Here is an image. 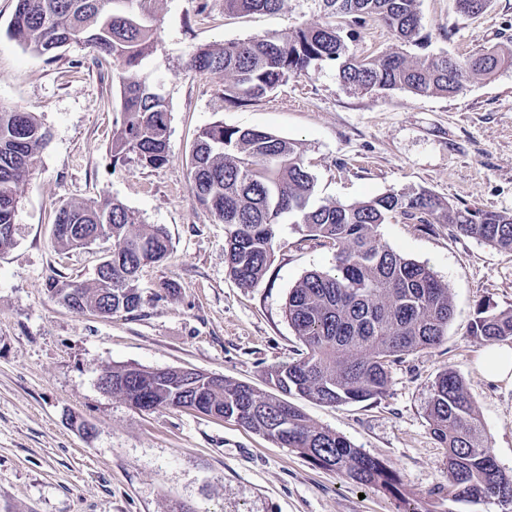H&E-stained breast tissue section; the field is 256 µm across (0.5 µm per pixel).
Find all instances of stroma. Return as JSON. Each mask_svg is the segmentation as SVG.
Masks as SVG:
<instances>
[{
	"label": "stroma",
	"instance_id": "obj_1",
	"mask_svg": "<svg viewBox=\"0 0 512 512\" xmlns=\"http://www.w3.org/2000/svg\"><path fill=\"white\" fill-rule=\"evenodd\" d=\"M15 0H0V105L32 112L51 139L21 188L15 244L0 253V512H502L495 502L451 500L445 448L426 415L445 368L464 380L499 467L512 473V384L478 367L485 341L471 336L475 307L512 308V252L447 228L394 216L383 243L427 264L452 292L442 342L391 368L386 395L332 407L289 395L319 426L345 436L395 470L400 497L362 492L336 473L246 430L185 409L144 411L103 391L112 367L191 368L269 391V372L303 345L286 316L290 289L308 271L331 270L335 250L283 220L262 282L239 288L227 271L224 226L196 202L188 158L201 127L223 121L301 143L319 204L351 203L405 188L455 204L512 213V66L468 81L455 96L406 90L361 93L334 65L290 78L242 106L224 100V76L186 70V53L256 35L280 37L326 21L323 0H283L278 11L207 13L197 0H147L171 120L168 161L113 165L111 59L80 45L48 61L8 34ZM422 27L398 44L380 21L348 39L350 53L402 49L418 61L512 47V0H487L474 17L454 0H418ZM118 199L143 223L166 229L169 258L140 274L142 304L112 317L73 312L51 279L92 282L105 241L61 249L53 211L65 200Z\"/></svg>",
	"mask_w": 512,
	"mask_h": 512
}]
</instances>
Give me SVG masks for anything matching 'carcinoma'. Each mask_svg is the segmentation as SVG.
Listing matches in <instances>:
<instances>
[{"label": "carcinoma", "mask_w": 512, "mask_h": 512, "mask_svg": "<svg viewBox=\"0 0 512 512\" xmlns=\"http://www.w3.org/2000/svg\"><path fill=\"white\" fill-rule=\"evenodd\" d=\"M338 22L299 28L284 37L255 36L217 46L196 47L186 57L195 74L222 73L224 98L259 100L318 63L338 67L340 80L360 91L405 89L417 95L458 93L471 77L489 75L512 62V47L479 54H442L410 62L401 52L359 58L346 39L370 20L382 21L402 42L418 35V0H323ZM282 0H224V12H274ZM136 0H16L8 33L32 53L52 60L73 44L116 66L120 101L113 122L112 166L134 155L141 164L167 162L170 111L161 89L139 76L156 50L154 29ZM50 130L31 112L0 107V252L14 245L4 230L15 227L20 187L30 175ZM189 184L198 204L224 225L229 275L242 288L256 287L266 274L283 218L336 249L333 271H310L290 289L288 322L305 347L303 356L268 374L272 392L242 382L217 384L198 373L208 404L226 420L297 452L313 465L356 484L391 495L400 479L380 459L346 437L310 423L289 403L292 392L328 406L385 396L392 364L437 345L453 317L448 286L425 264L383 244L377 229L400 213L419 224H441L453 236L477 239L512 251V213L443 202L426 190L390 191L353 203L317 205L315 178L301 144L270 132L229 127L217 121L201 128L189 159ZM53 224L83 230L54 234L57 244L78 248L81 240L112 239L108 272L92 283L64 281L53 294L73 293L82 314L114 315L142 301L139 272L171 253L166 231L143 223L120 201L103 196L91 203L65 201ZM471 333L492 343L512 339V309L481 302ZM181 370L165 374L135 366L112 368V393L143 409L179 408ZM431 432L448 449V495L457 501L495 499L512 512V474L497 465L463 379L439 373L426 408Z\"/></svg>", "instance_id": "cac0c4a2"}]
</instances>
